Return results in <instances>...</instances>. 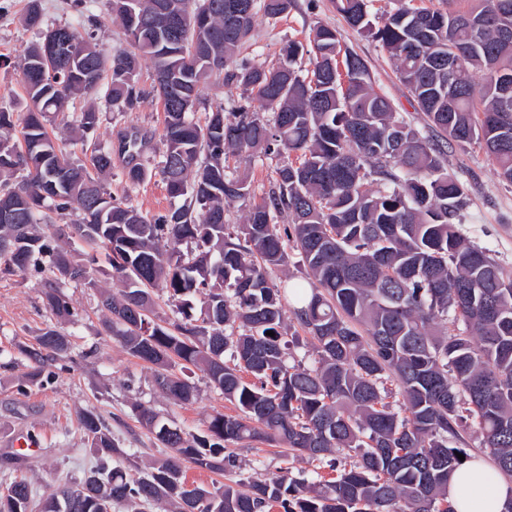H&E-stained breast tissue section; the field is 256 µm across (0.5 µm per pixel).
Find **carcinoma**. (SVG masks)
Here are the masks:
<instances>
[{
    "label": "carcinoma",
    "mask_w": 512,
    "mask_h": 512,
    "mask_svg": "<svg viewBox=\"0 0 512 512\" xmlns=\"http://www.w3.org/2000/svg\"><path fill=\"white\" fill-rule=\"evenodd\" d=\"M370 0H336L347 24L376 41L445 143L476 146L499 178L512 183V0H475L467 11L407 4L369 19ZM224 0H137L135 17L116 13L128 46L102 55L89 32L71 25L42 29L39 0L22 22L41 30L28 47L21 82L26 111L0 110V205L15 221L0 224V279L48 266L47 309L60 322L78 310L64 288L95 285L96 252L124 284L101 295L102 328L128 353L151 365L154 381L181 404L195 387L178 372L202 369L234 415L212 416L204 435H186L140 404L138 423L170 454L134 477L112 461L127 457L103 417L81 414L97 465L73 489L36 499L26 476L0 492V512H139L164 501L170 512H455L448 481L470 459L466 435L477 428L481 450L512 477V278L459 228L468 187L445 167V150L412 129L374 91L368 64L342 47L336 31L317 25L311 49L282 46L273 67L237 61L255 18H277L292 0H252L232 24ZM183 14L167 31L159 6ZM67 40L66 60L52 66L42 50L50 33ZM312 54V68L298 65ZM164 69V145L158 168L169 195L183 199L159 216L112 196L103 184L112 145H102L100 108L72 115L81 152L56 145L48 126L69 99L99 92L112 112H133L146 92L141 61ZM481 77L475 88L471 73ZM234 82L245 104L231 120L219 104L196 117L181 97L199 104L214 76ZM22 125L23 146L10 132ZM126 180H144L147 136H121ZM262 151L284 160L246 221L228 231L224 203L251 197L247 178L225 165L228 154ZM291 223L278 224L282 215ZM93 253L74 256L69 243L39 233L52 218ZM190 246L184 251L182 245ZM298 251L311 289L282 288L269 273ZM155 288L176 302V317L151 322ZM297 303L296 324L310 335L312 366L290 365L285 300ZM200 307H195V302ZM444 324V330L436 326ZM274 332V336L266 332ZM37 346L21 349L26 379L43 382L49 363L68 368L69 336L47 327ZM230 354L231 361L225 360ZM403 399V412L390 398ZM258 442L285 447L315 463L313 476L281 471L264 480L209 490L188 484L185 464L234 472L227 447ZM327 465L335 476L319 472Z\"/></svg>",
    "instance_id": "carcinoma-1"
}]
</instances>
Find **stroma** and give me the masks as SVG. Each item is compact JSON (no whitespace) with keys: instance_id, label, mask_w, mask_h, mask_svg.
<instances>
[{"instance_id":"1","label":"stroma","mask_w":512,"mask_h":512,"mask_svg":"<svg viewBox=\"0 0 512 512\" xmlns=\"http://www.w3.org/2000/svg\"><path fill=\"white\" fill-rule=\"evenodd\" d=\"M28 0H0V108L11 112L26 109V93L20 80L23 53L40 39V32L21 21ZM46 27L93 26L94 41L104 54L125 47L127 37L111 11V0H83L74 10L71 0H40ZM320 24L337 30L342 45L363 57L376 91L386 95L396 111L428 139L441 135L430 127L419 112L408 90L399 81L387 55L372 38L358 33L336 9L334 0H293L288 14L276 20L257 16L249 41L237 52L240 60L258 65L276 64L280 48L288 41H307ZM152 65L143 62L140 84L148 94L133 112H104L100 131L107 140H117L130 128L148 132L151 137L145 157L151 169L143 182L127 183L123 163L113 159L112 171L104 184L113 196L130 198L133 205L151 215L166 213L174 204L157 168L164 150L163 112L159 100L151 96ZM445 165L468 187L469 199L462 212V233L475 245L487 250L508 275L512 276V184L500 180L483 152L447 147ZM49 271L27 270L0 280V489L17 472H24L37 494H46L62 484L79 482L93 465L87 440L80 427L83 410L92 408L108 422L118 447L133 456L139 472L167 454L153 434L135 421L133 404L152 408L159 416L190 434L204 432L211 416L234 414L200 369H191L190 382L197 399L190 405L176 404L154 383L149 365L132 357L102 330L100 292L120 290L121 282L112 277L106 260H99L94 286L71 285L67 292L80 316L74 322H56L43 301ZM70 336L74 361L69 370L49 382L25 383L28 362L20 349L34 345L37 336L49 326ZM34 435L38 446L28 451L23 467H16L11 441ZM241 479L263 480L282 471L310 472L308 460L292 457L281 448L266 444L236 445L232 448Z\"/></svg>"}]
</instances>
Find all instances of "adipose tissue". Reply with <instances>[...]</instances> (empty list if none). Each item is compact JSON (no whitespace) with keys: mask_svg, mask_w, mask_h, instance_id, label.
Segmentation results:
<instances>
[{"mask_svg":"<svg viewBox=\"0 0 512 512\" xmlns=\"http://www.w3.org/2000/svg\"><path fill=\"white\" fill-rule=\"evenodd\" d=\"M448 498L456 512H503L512 500V481L487 460L474 458L450 478Z\"/></svg>","mask_w":512,"mask_h":512,"instance_id":"adipose-tissue-1","label":"adipose tissue"}]
</instances>
